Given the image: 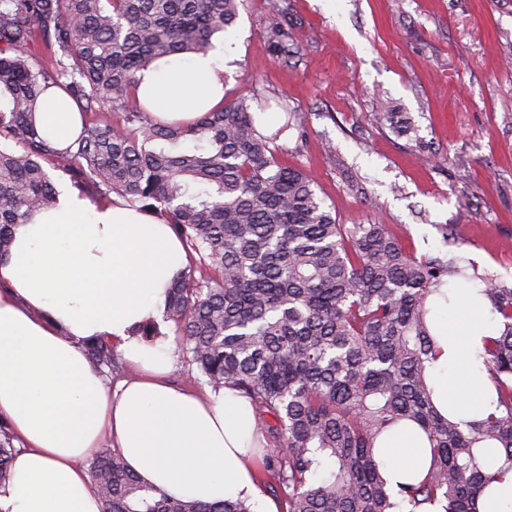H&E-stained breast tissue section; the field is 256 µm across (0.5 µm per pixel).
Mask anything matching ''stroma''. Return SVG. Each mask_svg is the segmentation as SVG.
Segmentation results:
<instances>
[{
    "label": "stroma",
    "mask_w": 512,
    "mask_h": 512,
    "mask_svg": "<svg viewBox=\"0 0 512 512\" xmlns=\"http://www.w3.org/2000/svg\"><path fill=\"white\" fill-rule=\"evenodd\" d=\"M225 46L226 102L252 98L340 223L391 225L420 254L456 224L460 255L512 279V0H245ZM383 101L409 132L376 121Z\"/></svg>",
    "instance_id": "obj_1"
}]
</instances>
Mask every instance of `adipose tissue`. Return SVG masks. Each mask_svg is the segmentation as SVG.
Listing matches in <instances>:
<instances>
[{
    "mask_svg": "<svg viewBox=\"0 0 512 512\" xmlns=\"http://www.w3.org/2000/svg\"><path fill=\"white\" fill-rule=\"evenodd\" d=\"M226 47L171 58L145 72L135 94L164 121L189 122L224 98ZM36 124L55 147L80 125L75 103L57 88L38 102ZM187 262L171 225L120 201L90 206L60 186L55 205L14 230L0 262V417L22 443L12 479L0 489V512H100L84 466L103 441L118 448L148 487L197 501H251L254 512H278L256 483L254 408L236 388L201 392L170 383L175 348L164 320L168 290ZM449 311L441 297L433 316L441 353L431 372L440 408L455 404L467 420L489 403L481 339L490 330L476 290ZM153 322L160 334L139 335ZM106 338L132 375L105 384L87 358V340ZM428 447L415 427L383 443L389 486L420 480Z\"/></svg>",
    "mask_w": 512,
    "mask_h": 512,
    "instance_id": "adipose-tissue-1",
    "label": "adipose tissue"
}]
</instances>
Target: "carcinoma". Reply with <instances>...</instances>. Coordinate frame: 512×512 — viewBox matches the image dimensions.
Returning <instances> with one entry per match:
<instances>
[{
  "instance_id": "cac0c4a2",
  "label": "carcinoma",
  "mask_w": 512,
  "mask_h": 512,
  "mask_svg": "<svg viewBox=\"0 0 512 512\" xmlns=\"http://www.w3.org/2000/svg\"><path fill=\"white\" fill-rule=\"evenodd\" d=\"M244 0H0V260L13 229L56 203L45 167L82 191L172 226L199 258L169 288L164 319L176 352L210 387L231 384L254 406L257 429L279 450L259 481L285 512H477L491 483L512 470V280L478 273L439 227L448 250L417 256L387 224H341L306 171L278 159L277 140L303 126L295 112L274 134L241 98L191 125L156 121L133 93L164 58L205 51L236 23ZM65 89L82 113L74 144L38 132V98ZM478 280L492 315L482 363L494 409L470 420L433 401L437 345L430 295ZM92 363L120 370L106 339L86 343ZM411 421L430 466L393 490L378 440ZM16 448L0 420V487ZM327 476L313 479L323 462ZM101 512H252L247 501H188L149 488L115 448L89 463Z\"/></svg>"
}]
</instances>
